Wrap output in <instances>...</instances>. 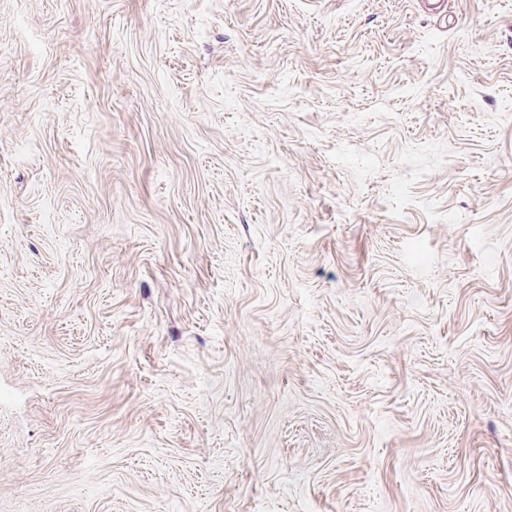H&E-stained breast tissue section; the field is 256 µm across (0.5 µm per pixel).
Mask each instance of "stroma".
<instances>
[{
    "mask_svg": "<svg viewBox=\"0 0 512 512\" xmlns=\"http://www.w3.org/2000/svg\"><path fill=\"white\" fill-rule=\"evenodd\" d=\"M0 0V512H512V0Z\"/></svg>",
    "mask_w": 512,
    "mask_h": 512,
    "instance_id": "35a3bbf8",
    "label": "stroma"
}]
</instances>
